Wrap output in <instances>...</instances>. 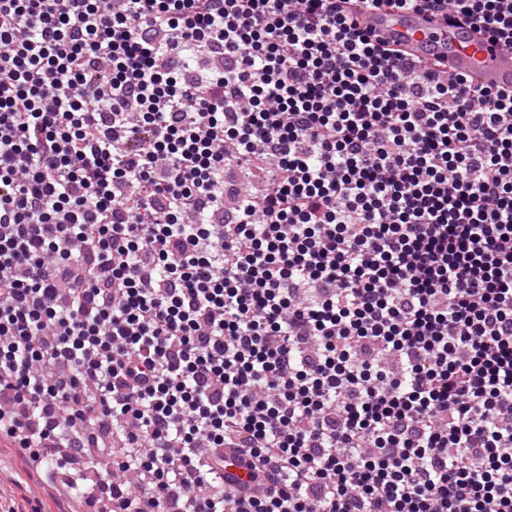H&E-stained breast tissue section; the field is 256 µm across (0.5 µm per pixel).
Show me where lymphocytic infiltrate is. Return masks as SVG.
<instances>
[{
	"label": "lymphocytic infiltrate",
	"instance_id": "obj_1",
	"mask_svg": "<svg viewBox=\"0 0 512 512\" xmlns=\"http://www.w3.org/2000/svg\"><path fill=\"white\" fill-rule=\"evenodd\" d=\"M347 3L0 0V436L109 512H512V90ZM224 483L229 486H239L242 482L247 481V470L241 460L230 448L224 449Z\"/></svg>",
	"mask_w": 512,
	"mask_h": 512
}]
</instances>
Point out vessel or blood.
Here are the masks:
<instances>
[{"mask_svg": "<svg viewBox=\"0 0 512 512\" xmlns=\"http://www.w3.org/2000/svg\"><path fill=\"white\" fill-rule=\"evenodd\" d=\"M362 26L389 45L419 57L439 56L448 75L485 86H512V51L475 28L426 12L362 11ZM224 481L237 486L247 470L233 450L224 452Z\"/></svg>", "mask_w": 512, "mask_h": 512, "instance_id": "1", "label": "vessel or blood"}]
</instances>
